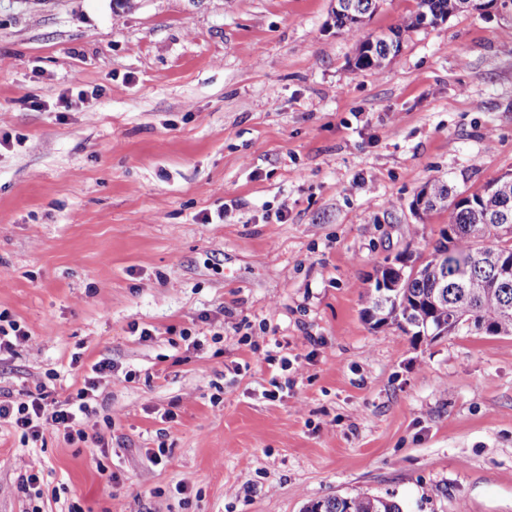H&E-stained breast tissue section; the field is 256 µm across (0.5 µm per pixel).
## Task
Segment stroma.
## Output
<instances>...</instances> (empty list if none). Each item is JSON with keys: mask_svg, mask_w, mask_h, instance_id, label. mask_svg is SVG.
Segmentation results:
<instances>
[{"mask_svg": "<svg viewBox=\"0 0 512 512\" xmlns=\"http://www.w3.org/2000/svg\"><path fill=\"white\" fill-rule=\"evenodd\" d=\"M334 4L0 0V313L31 335L0 351V388L61 400L114 365L105 454L0 423V512H26L32 460L43 512L359 490L512 512V336L362 316L378 266L445 224L412 209L425 182L467 195L512 171V23L415 29L374 74ZM40 475L41 469L39 465L36 464V461L32 460L26 465L24 473L19 476V488L28 496L30 504H32V500L41 499V493L38 488L41 481ZM32 490H34V498L32 497Z\"/></svg>", "mask_w": 512, "mask_h": 512, "instance_id": "35a3bbf8", "label": "stroma"}]
</instances>
